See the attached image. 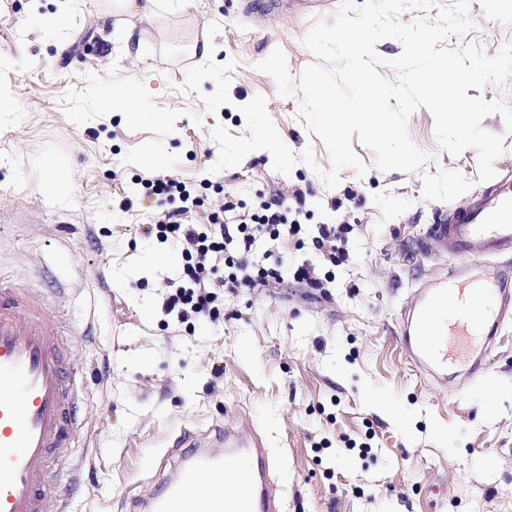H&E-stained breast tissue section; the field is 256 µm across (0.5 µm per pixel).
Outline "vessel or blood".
Masks as SVG:
<instances>
[{
  "mask_svg": "<svg viewBox=\"0 0 512 512\" xmlns=\"http://www.w3.org/2000/svg\"><path fill=\"white\" fill-rule=\"evenodd\" d=\"M417 247L448 258L464 252L472 263L412 294L400 323L404 350L420 372L444 380L461 366L472 382H481L502 320L512 309V285L487 264L512 253V184L453 207L429 225ZM452 294L456 308L439 316ZM81 385L80 370L61 350L56 324L38 315L24 289L0 280V512H43L51 481L47 455L79 428L74 403ZM244 454L261 465L236 473L242 494L233 512H282L279 491L263 463L264 442L240 434L197 455L163 493L135 505L143 512H224L223 497L200 494L198 485L216 467L236 472Z\"/></svg>",
  "mask_w": 512,
  "mask_h": 512,
  "instance_id": "b4317fda",
  "label": "vessel or blood"
}]
</instances>
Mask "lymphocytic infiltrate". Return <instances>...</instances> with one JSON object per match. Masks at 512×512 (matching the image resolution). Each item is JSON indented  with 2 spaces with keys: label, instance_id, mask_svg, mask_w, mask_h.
Instances as JSON below:
<instances>
[{
  "label": "lymphocytic infiltrate",
  "instance_id": "obj_1",
  "mask_svg": "<svg viewBox=\"0 0 512 512\" xmlns=\"http://www.w3.org/2000/svg\"><path fill=\"white\" fill-rule=\"evenodd\" d=\"M147 187L151 194L181 202L177 210L165 214L156 223L159 237L178 242L186 260L181 283L171 297L172 305H182L200 314L211 310L217 299V289L261 288L268 285L270 280L280 278L281 272L276 267L260 268L257 275L248 278L233 274L218 276L202 262L203 256L208 253L224 251L235 243L249 252L264 239L279 238L280 229L286 221L280 203H263L260 214L239 222L238 234L233 237L227 234L223 218L217 215L212 216L210 224L205 227L193 224L192 218L200 202L192 198L184 182L176 179L158 180L148 182Z\"/></svg>",
  "mask_w": 512,
  "mask_h": 512
}]
</instances>
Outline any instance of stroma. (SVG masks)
I'll return each mask as SVG.
<instances>
[{"mask_svg":"<svg viewBox=\"0 0 512 512\" xmlns=\"http://www.w3.org/2000/svg\"><path fill=\"white\" fill-rule=\"evenodd\" d=\"M341 0H196L148 19L113 12L110 0H0V278L36 289L82 369V426L52 457L45 512H134L181 464L183 433L215 444L225 426L249 419L269 450L284 512H512V319L501 328L486 381L463 374L438 382L406 357L399 320L410 294L441 262L409 254L408 240L449 209L423 197L424 172L478 179V154L444 151L426 108L408 120L425 171H381L360 142L365 175L347 168L337 187L318 136L300 117V97L281 96L255 64L282 49L292 77L314 63L304 39L332 21ZM69 14L67 27L39 16ZM473 31L451 37L488 55L512 43V0H472ZM211 25L224 60H237L230 102L208 115L178 90L195 62L190 45ZM148 87L158 120L100 109L92 89ZM263 96L285 144L313 149L316 167L287 174L269 152L212 172L210 131L245 135L239 105ZM161 160L146 162L151 148ZM61 162L71 191L40 190L47 160ZM173 177L203 196L194 220L223 202L239 213L285 201L296 234L265 241L282 259L281 281L226 288L214 310L180 317L167 306L184 258L153 224L165 211L144 180ZM132 209H125V202ZM335 241L316 247L321 229ZM311 266L317 285L297 278Z\"/></svg>","mask_w":512,"mask_h":512,"instance_id":"stroma-1","label":"stroma"}]
</instances>
